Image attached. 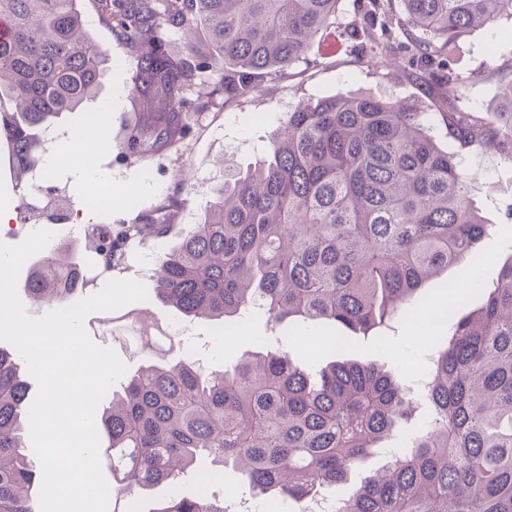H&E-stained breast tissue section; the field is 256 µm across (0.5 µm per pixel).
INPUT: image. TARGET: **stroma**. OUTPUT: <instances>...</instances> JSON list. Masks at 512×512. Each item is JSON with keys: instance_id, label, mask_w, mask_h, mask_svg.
Wrapping results in <instances>:
<instances>
[{"instance_id": "stroma-1", "label": "stroma", "mask_w": 512, "mask_h": 512, "mask_svg": "<svg viewBox=\"0 0 512 512\" xmlns=\"http://www.w3.org/2000/svg\"><path fill=\"white\" fill-rule=\"evenodd\" d=\"M362 4L363 0H340L336 30L328 36L325 46L311 50L287 74L266 83L261 94L225 101L223 96L213 95L210 74L202 73L204 93L192 97L187 107L191 130L184 145L141 164L129 159L121 148L122 127L132 110L127 80L133 53L113 37L92 0H86L83 12L87 32L95 43L111 52L114 70L103 81L96 98L81 110L64 113L55 130L62 137L86 131L100 142L98 166L112 178V223H138L143 213L153 210L162 198L173 195L184 201L179 223L198 218L206 208L209 185L226 169L244 168L261 159L269 133L299 103L362 92L384 99L413 100L420 111H436L425 81L405 74L402 50H392L384 63L372 60L368 45L346 39L343 28L358 14ZM511 58L512 20L506 18L493 26L476 29L449 52L452 68L466 74L491 70ZM461 158L464 170L474 179L481 214L494 226L479 245L482 259L478 264L480 277L492 282L502 261L512 254V229L504 225L505 211L512 206V165L496 154L481 151L462 153ZM187 164L192 166L197 181L191 192L178 185L180 170ZM100 193V188H87L71 164L56 166L40 184L17 186L7 153L0 150L1 207L17 209L22 198L32 195L44 201L64 195L80 200L79 209L64 211L62 218H52L48 213L41 217L43 227L53 234V243L73 240L72 225L99 221L94 198ZM147 308L152 319L179 336L183 349L197 347L203 362L216 370L231 368L257 336L268 337L273 347L288 351L299 361L319 365L329 357L323 330L318 326L300 330L291 324L269 322L265 315L255 312L237 325L219 331L208 321L186 320L174 309L157 302L148 303ZM98 318L94 312L85 319L93 342L113 348L128 370L137 369L142 356L129 331L120 326L114 336L97 335ZM436 347V331L401 314L391 320L383 346L368 348L365 354L370 358L381 357L399 381L411 388L424 374ZM429 415L427 405H420L414 419L386 448L353 469L348 481L337 489V497L350 496L363 478L382 466L391 453L405 450Z\"/></svg>"}]
</instances>
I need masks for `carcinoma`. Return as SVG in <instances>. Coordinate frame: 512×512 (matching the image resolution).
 I'll use <instances>...</instances> for the list:
<instances>
[{"label":"carcinoma","instance_id":"obj_1","mask_svg":"<svg viewBox=\"0 0 512 512\" xmlns=\"http://www.w3.org/2000/svg\"><path fill=\"white\" fill-rule=\"evenodd\" d=\"M83 0H0V143L17 183L38 164L43 131L95 96L111 55L85 32ZM111 32L136 52L123 148L142 162L179 148L189 134L184 105L198 74L218 76L224 101L260 92L336 26L340 0H96ZM512 19V0H366L353 32L401 47L437 90L448 141L512 162V63L493 71L508 107L485 115L461 106L482 79L449 63L467 33ZM167 25L187 36L174 53ZM408 101L346 93L286 113L253 167L223 175L203 218L156 259L153 297L186 317L223 327L256 310L275 322L324 328L332 360L315 372L256 339L231 370L167 359L175 336L139 332L146 364L100 414L101 464L119 497L175 485L201 456L214 479L231 466L265 500L298 512L345 481L352 467L400 432L414 412L409 391L374 361L356 356L357 335L415 310L432 279L460 275L482 304L455 320L429 365L428 424L410 450L394 453L342 500L337 512H512V254L488 285L474 274L489 225L471 181ZM180 206L166 197L139 224L84 236L96 255L85 269L53 248L26 281L40 305L86 289L87 276L128 269L133 251L163 240ZM26 364L0 349V512H35L41 476L24 454ZM148 512H227L209 490L175 494Z\"/></svg>","mask_w":512,"mask_h":512}]
</instances>
